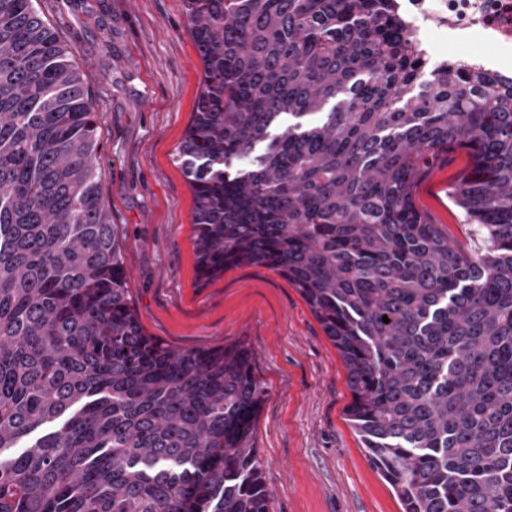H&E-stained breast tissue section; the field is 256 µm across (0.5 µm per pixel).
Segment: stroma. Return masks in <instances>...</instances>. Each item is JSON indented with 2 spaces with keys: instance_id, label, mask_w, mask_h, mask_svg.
<instances>
[{
  "instance_id": "obj_1",
  "label": "stroma",
  "mask_w": 512,
  "mask_h": 512,
  "mask_svg": "<svg viewBox=\"0 0 512 512\" xmlns=\"http://www.w3.org/2000/svg\"><path fill=\"white\" fill-rule=\"evenodd\" d=\"M101 112L97 163L125 241L130 301L142 326L176 348L245 342L267 388L254 443L270 512H402L348 422L346 368L309 306L278 273L242 265L194 283L193 195L177 152L202 65L185 0H40ZM465 154L424 178L417 207L473 251L449 197Z\"/></svg>"
}]
</instances>
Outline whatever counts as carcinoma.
<instances>
[{
  "instance_id": "1",
  "label": "carcinoma",
  "mask_w": 512,
  "mask_h": 512,
  "mask_svg": "<svg viewBox=\"0 0 512 512\" xmlns=\"http://www.w3.org/2000/svg\"><path fill=\"white\" fill-rule=\"evenodd\" d=\"M185 4L196 280L299 291L402 512H512V77L428 68L397 0ZM97 119L37 0H0V512H269L254 353L144 332ZM455 150L476 254L414 201Z\"/></svg>"
}]
</instances>
